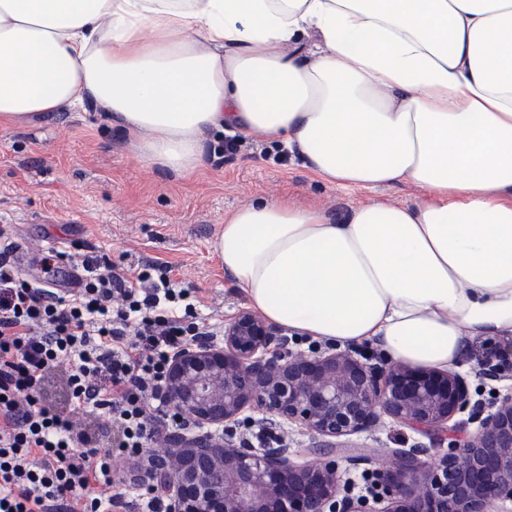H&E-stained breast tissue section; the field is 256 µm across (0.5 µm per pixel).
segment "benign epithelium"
I'll return each instance as SVG.
<instances>
[{"label":"benign epithelium","mask_w":512,"mask_h":512,"mask_svg":"<svg viewBox=\"0 0 512 512\" xmlns=\"http://www.w3.org/2000/svg\"><path fill=\"white\" fill-rule=\"evenodd\" d=\"M279 328L242 312L224 327V343L199 342L171 360L162 386L169 408L200 433L164 438L167 452L142 449L134 480L169 500V512H512V392L490 411L452 371L373 365L346 351L304 355L286 350ZM512 372V344L485 362L482 374ZM248 405L297 423L323 447L367 432L382 416L427 436L458 432L468 414L477 432L448 442L428 466L403 450L376 471L370 496L340 493L338 464H297L280 444L257 450L236 439Z\"/></svg>","instance_id":"obj_1"}]
</instances>
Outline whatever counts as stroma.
Returning <instances> with one entry per match:
<instances>
[{
  "instance_id": "stroma-1",
  "label": "stroma",
  "mask_w": 512,
  "mask_h": 512,
  "mask_svg": "<svg viewBox=\"0 0 512 512\" xmlns=\"http://www.w3.org/2000/svg\"><path fill=\"white\" fill-rule=\"evenodd\" d=\"M418 194L407 184L353 191L331 186L271 144L262 154L228 156L220 131L211 135L205 168L177 179L143 162L130 140L93 109L54 112L0 129V225L13 226V247L59 240L75 244L81 254L107 255L119 267L132 254L170 262L177 279L197 297L198 312L216 324L230 323L249 308L213 248L225 212L260 198L336 212L363 201L409 204ZM506 342L503 336L470 339L457 367L467 376L474 400L487 406L512 391V377L478 375L475 353ZM242 418L272 427L295 462L324 456L320 439L298 425L272 422L257 409L245 410ZM349 442L350 449L336 460L341 489L354 495L373 487L375 460L385 451H411L428 462L444 454L427 437L388 417Z\"/></svg>"
}]
</instances>
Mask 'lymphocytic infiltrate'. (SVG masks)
Masks as SVG:
<instances>
[{
    "label": "lymphocytic infiltrate",
    "mask_w": 512,
    "mask_h": 512,
    "mask_svg": "<svg viewBox=\"0 0 512 512\" xmlns=\"http://www.w3.org/2000/svg\"><path fill=\"white\" fill-rule=\"evenodd\" d=\"M0 226V512H115L117 459L136 457L186 418L160 396L171 357L212 335L170 263L139 257L134 272L103 255L45 252L44 278L24 274ZM67 363L73 414L116 425V451L96 455L72 416L37 395L44 374Z\"/></svg>",
    "instance_id": "obj_1"
}]
</instances>
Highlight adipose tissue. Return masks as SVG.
<instances>
[{
	"mask_svg": "<svg viewBox=\"0 0 512 512\" xmlns=\"http://www.w3.org/2000/svg\"><path fill=\"white\" fill-rule=\"evenodd\" d=\"M89 107L176 177L229 126L334 186L420 189L225 213V273L289 334L422 369L512 335V0H0V128Z\"/></svg>",
	"mask_w": 512,
	"mask_h": 512,
	"instance_id": "obj_1",
	"label": "adipose tissue"
}]
</instances>
